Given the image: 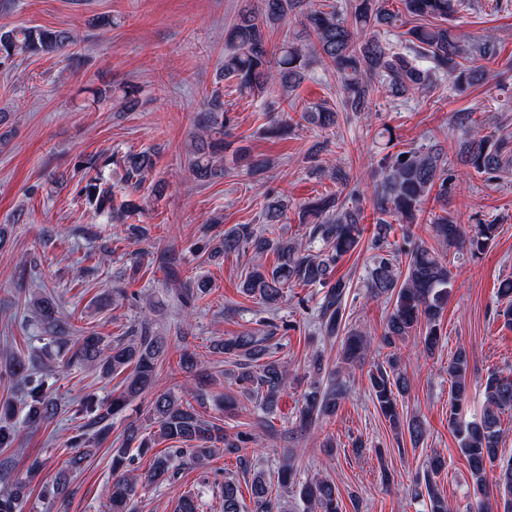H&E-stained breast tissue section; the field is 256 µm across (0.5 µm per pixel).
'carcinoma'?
I'll list each match as a JSON object with an SVG mask.
<instances>
[{
	"label": "carcinoma",
	"mask_w": 512,
	"mask_h": 512,
	"mask_svg": "<svg viewBox=\"0 0 512 512\" xmlns=\"http://www.w3.org/2000/svg\"><path fill=\"white\" fill-rule=\"evenodd\" d=\"M350 0L345 9L334 3L313 10L303 9V0H253L237 14L225 32L224 79L234 80L237 89L260 102L275 86L282 88L280 97L289 93L306 78L312 61L327 62L336 68L341 85V104L345 111L359 114L368 111L371 100L379 95L392 102L405 101L417 94L431 91L446 82L454 90L480 85L486 81V71L477 61L491 60L498 52L492 38L466 41L456 32L453 21L461 0ZM300 20L301 34L287 37L271 48L269 30L288 16ZM404 46L396 51L382 40L381 35L400 28ZM76 46L75 37L66 30L41 27L0 28V66H6L18 53L33 56L64 55ZM118 95L125 111L139 106L136 92L125 87L118 92L100 90L93 94L92 104L101 105ZM306 123L329 131L336 127L339 112L326 104H316L301 115ZM456 125L474 131L457 151V162L489 181L503 177L512 169V134L482 133L484 122L471 112L453 114ZM232 118L224 110L218 91H212L207 108L194 120L197 132L188 160L196 180L207 183L224 172V153L230 149L226 140ZM328 147L324 141L313 146L307 159L320 174L329 177L341 189H350V199H356V189L350 188L349 171L338 166H326L319 153ZM233 162L251 175L271 167L272 161L254 155L244 147L232 152ZM114 166L121 171L124 199L116 201L108 186L105 170ZM378 180L370 197L375 229L370 241L372 252L366 269L365 287L372 299L395 300L380 346L394 348L417 328L425 327L421 337L423 352L435 354L439 348L440 320L452 288V272L448 254L437 251L411 237L404 246L392 248L388 241L391 221L415 224L431 200L439 205L440 213H430L429 227L439 244L456 252L476 256L495 239L499 225L478 223L465 230L448 215V201L456 193L457 173L448 165L447 154L439 143L423 144L387 152L378 162ZM155 168L154 154L149 150L128 151L121 155L94 156L76 164L80 177L75 191L94 213L109 223L125 222L142 212V205L131 199ZM288 202L280 196L266 197L262 210L263 223L273 226L283 222ZM306 232L300 238L282 235L270 237L250 224H235L224 232L211 256L250 251L257 259L241 279L242 294L257 300L271 316L261 320L262 335L248 330L224 339L216 349L237 368V381L244 385V396L254 400L256 424L269 436L278 432L269 418L278 408L281 395L288 387V369L277 358L273 343L279 325L277 311L281 310L294 288H315L318 299L313 306L312 320L319 333L340 340L339 360L351 364L360 359L370 345V338L349 325L346 314L350 281L335 277L337 263L353 254L363 240L364 208L357 204L346 206L334 193L306 203L300 212ZM272 254L271 266L261 263ZM151 263L161 270L165 283L176 287L181 305L191 307L211 290L210 282L185 275L184 257L173 249L151 253ZM498 299L505 303L504 318L512 317V280H504L497 288ZM30 303L42 327L40 340L43 349L62 348L73 343L74 352L62 365L77 362L99 370L104 375H124L122 392L104 404L92 399L81 404L86 419L81 432L70 436L66 446L74 449L70 469L79 470L93 455L97 445L109 433L113 420L136 398L152 391L158 367L166 360L168 337L160 333L147 314L135 321L124 336L107 339L92 330L71 339L74 328L57 318L54 303L41 296ZM180 350L179 365L187 373L197 372L195 352L189 350L187 335L177 337ZM470 357L466 348L456 349L448 361L451 390L448 401V426L456 434L459 449L465 457L476 502V512H488L482 495L486 481V466L500 459L499 448L503 433L502 416L512 413V372H492L485 387L486 405L480 418L463 419V409L469 400L467 373ZM310 382L303 394L300 420L312 424L336 415L348 388L340 379V369L329 368L323 354L315 352L308 363ZM369 394L374 406L400 431L407 430L413 444L423 442L427 429L417 418L403 419L398 402L410 390L408 377L400 371L395 353L386 355L368 371ZM26 397L28 411L25 428L49 424L56 416L58 404L53 391L41 376L28 382ZM204 404L199 389L184 388L154 394L149 413L158 424L155 435L145 436L135 423L122 432L120 446L112 449V483L107 487L111 512H129L138 487H157L171 482L177 475L175 462L187 459L198 467L209 464L219 454L234 455L251 439V434L224 433L219 420H209L195 404ZM22 429L0 425V449H13L14 455L0 459V469L8 471L16 465L15 444ZM159 441H171L175 447L155 457L151 467L136 472L135 458L130 449L144 453ZM445 461L433 457L429 461L423 483L416 485L414 494L427 495L428 512H448V501L440 494L435 478L444 469ZM279 484L299 487L300 499L307 512H341L339 490L326 478L302 479L295 467L294 457L287 454L277 471ZM496 484L503 490V512H512V459L499 466ZM26 482L17 480L0 491V512H20L26 495ZM251 495L254 512H283L288 498L272 494L269 479L262 470L252 474ZM222 512H242L239 484L233 478L222 485Z\"/></svg>",
	"instance_id": "obj_1"
}]
</instances>
